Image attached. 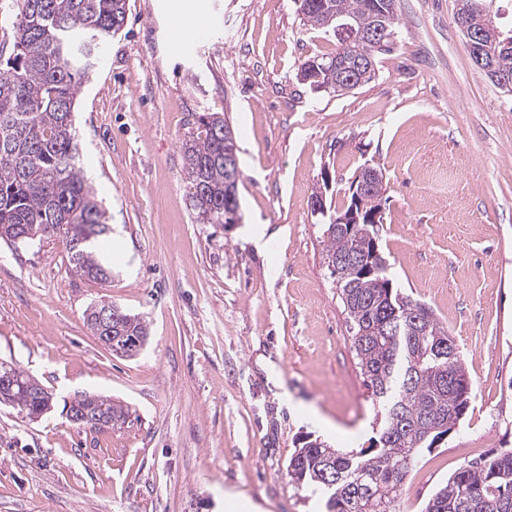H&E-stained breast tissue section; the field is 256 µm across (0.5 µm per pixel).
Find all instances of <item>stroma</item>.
I'll return each mask as SVG.
<instances>
[{
  "label": "stroma",
  "mask_w": 512,
  "mask_h": 512,
  "mask_svg": "<svg viewBox=\"0 0 512 512\" xmlns=\"http://www.w3.org/2000/svg\"><path fill=\"white\" fill-rule=\"evenodd\" d=\"M180 0H128L127 21L82 84L80 165L109 216L111 279L77 276L52 243H0V361L53 408L0 405V512H324L288 460L318 438L367 445L375 409L325 262L312 196L346 208L364 164L383 175L379 244L403 292L448 330L472 384L456 428L422 453L403 493L421 512L465 461L512 448V96L471 63L455 0H396V45L339 95L301 84L332 33L294 0H204L210 25L172 34ZM223 113L243 172L241 221L197 223L181 143ZM264 227L257 248L243 225ZM109 302L150 336L112 355L84 314ZM123 402L93 433L65 406Z\"/></svg>",
  "instance_id": "stroma-1"
}]
</instances>
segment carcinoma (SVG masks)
<instances>
[{
	"label": "carcinoma",
	"mask_w": 512,
	"mask_h": 512,
	"mask_svg": "<svg viewBox=\"0 0 512 512\" xmlns=\"http://www.w3.org/2000/svg\"><path fill=\"white\" fill-rule=\"evenodd\" d=\"M381 5L390 39L372 56L392 51L398 15L396 0H324L303 14L312 28L333 31L336 51L315 57L328 64L348 55L338 26L345 21L369 26ZM12 51L0 62V242L7 245L53 241L62 245L77 275L106 280L112 268L95 249L108 246L106 211L80 169L74 124L77 93L100 49L124 27L128 0H12ZM512 79V42L496 47L483 63ZM202 131L182 142L183 168L191 209L199 224L224 223V206L238 201L224 167V127L213 112L200 119ZM326 260L348 258L356 232L334 224L323 232ZM392 296H387L386 285ZM346 311L351 346L371 388L376 436L366 448L342 450L315 439L303 442L289 459L287 475L325 497L326 512H400L406 483L421 453L460 423L471 399V383L451 339L433 311L393 285L390 269L362 278L350 266L336 275ZM119 313L111 329L97 313ZM98 341L112 335L123 344L145 342L143 318L112 304L85 311ZM12 374L6 403L30 419L48 406L39 382L8 364ZM71 409L123 423L128 411L97 394L84 392ZM423 512H512V448L462 464L427 501Z\"/></svg>",
	"instance_id": "obj_1"
}]
</instances>
